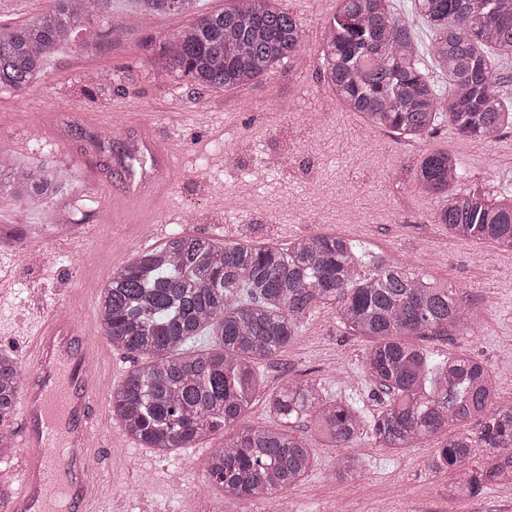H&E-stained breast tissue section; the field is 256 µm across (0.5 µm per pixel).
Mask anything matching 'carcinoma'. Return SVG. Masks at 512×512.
I'll return each instance as SVG.
<instances>
[{
  "mask_svg": "<svg viewBox=\"0 0 512 512\" xmlns=\"http://www.w3.org/2000/svg\"><path fill=\"white\" fill-rule=\"evenodd\" d=\"M27 22L0 28V91L27 88L48 59L89 20L99 0H51ZM139 15L180 11L195 0H136ZM435 30L429 57L448 75V95L420 60L417 37L390 0H336L324 25L321 55L337 100L370 129L408 140L448 121L464 139L488 143L512 127V105L500 100L505 81L494 58L512 55V0H416ZM303 48L296 17L275 0H232L168 38L153 64L203 87L249 84ZM441 198L435 221L458 241H486L512 251V196L453 190L463 177L457 155H425L410 170ZM61 187L50 166L20 167L0 158V203ZM321 308L369 343L362 368L383 406L373 439L404 450L448 434L432 468L459 478V500L512 484V403L499 399L491 370L467 354L432 363L411 336H468L480 324L463 292L388 256H366L356 241L312 235L288 248L243 237L223 246L195 235L170 237L137 250L100 288L96 317L112 347L147 364L111 390L112 420L144 448L164 455L192 448L224 430L203 473L224 497L283 509L278 492L303 480L312 442L340 448L331 479L359 474L346 453L364 434L365 416L329 398L321 382L291 380L268 398L272 426L241 423L259 388L258 360L284 350ZM211 335L215 348L185 353ZM21 367L0 353V459L12 451ZM304 427V433L294 428Z\"/></svg>",
  "mask_w": 512,
  "mask_h": 512,
  "instance_id": "obj_1",
  "label": "carcinoma"
}]
</instances>
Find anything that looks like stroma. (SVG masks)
Masks as SVG:
<instances>
[{
	"instance_id": "35a3bbf8",
	"label": "stroma",
	"mask_w": 512,
	"mask_h": 512,
	"mask_svg": "<svg viewBox=\"0 0 512 512\" xmlns=\"http://www.w3.org/2000/svg\"><path fill=\"white\" fill-rule=\"evenodd\" d=\"M299 19L303 50L257 81L207 88L153 65L163 42L224 0H199L194 9L155 13L136 21L135 0H102L96 18L80 27L28 88L0 93V150L20 165L50 164L67 188L39 202L18 197L0 205V267L12 281L0 294V353L32 360L33 333L56 304L91 322L99 286L128 253L139 250L141 227L159 224L164 235L211 238L217 244L249 236L287 247L315 234L358 241L370 255L395 254L416 272L467 292L482 310L475 336H420L435 361L468 353L492 370L499 396L512 401V252L487 243L457 242L434 223L437 195L420 188L410 170L426 153H456L466 173L457 191L512 193V129L492 144L463 140L449 125L429 138L401 144L389 130H366L358 114L336 100L321 72L323 25L336 0H278ZM107 72L112 82L88 86L87 74ZM123 117L115 132L114 114ZM148 134L171 154V174L131 197V181L151 176L157 161L148 150L129 160L125 145ZM82 235L70 238V226ZM91 346L98 381L119 385L134 361L99 334ZM368 344L317 311L299 337L257 364L260 387L246 411L247 424L271 423L267 398L288 380L312 377L325 391L375 413L361 362ZM93 445L108 458L79 512H196L211 502L216 512H240L196 467L223 431L195 447L162 456L132 441L113 446L123 431L111 418L98 422ZM440 439L396 452L365 436L353 452L363 468L337 483L328 472L333 448L315 447L308 476L283 494L292 512H512V486L467 501L448 495L450 476L430 470ZM153 472L139 486L140 470ZM181 472L184 492L171 474Z\"/></svg>"
}]
</instances>
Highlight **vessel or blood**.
Instances as JSON below:
<instances>
[{"instance_id": "b4317fda", "label": "vessel or blood", "mask_w": 512, "mask_h": 512, "mask_svg": "<svg viewBox=\"0 0 512 512\" xmlns=\"http://www.w3.org/2000/svg\"><path fill=\"white\" fill-rule=\"evenodd\" d=\"M87 329L66 307L35 338L36 354L21 389L16 498L0 512H77L88 493L87 475L100 464L90 448L95 408L103 390L88 374Z\"/></svg>"}]
</instances>
